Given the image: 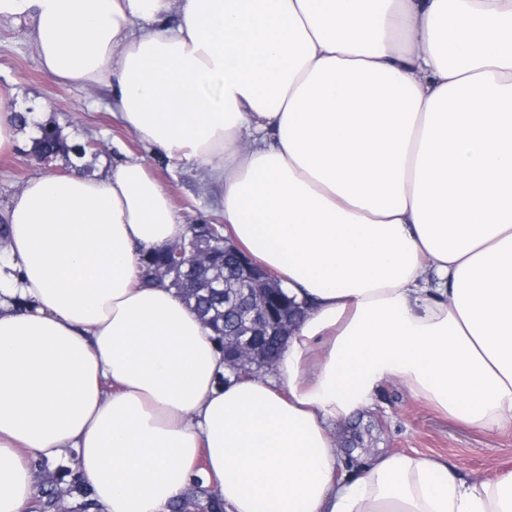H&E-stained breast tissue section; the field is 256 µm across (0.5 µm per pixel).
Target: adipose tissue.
<instances>
[{
	"mask_svg": "<svg viewBox=\"0 0 512 512\" xmlns=\"http://www.w3.org/2000/svg\"><path fill=\"white\" fill-rule=\"evenodd\" d=\"M50 79L106 90L205 171L224 235L305 318L272 379L219 383L212 331L143 252L187 233L127 158L38 173L0 253V512L38 462L97 512H170L196 473L226 512H512V470L462 479L336 431L398 379L512 431V0H0Z\"/></svg>",
	"mask_w": 512,
	"mask_h": 512,
	"instance_id": "adipose-tissue-1",
	"label": "adipose tissue"
}]
</instances>
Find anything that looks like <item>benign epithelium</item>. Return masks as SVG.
I'll return each mask as SVG.
<instances>
[{"mask_svg": "<svg viewBox=\"0 0 512 512\" xmlns=\"http://www.w3.org/2000/svg\"><path fill=\"white\" fill-rule=\"evenodd\" d=\"M187 246L188 251H177V261L151 270L153 282L172 286L184 271L214 266L217 250L210 236L193 233ZM238 265L239 277L234 290L225 289L224 277L217 270L204 283L203 292L224 293V310L235 315V328L224 333V366L236 367L239 360L248 358L267 372L273 369L281 346L304 317L305 309L290 304L278 313L271 312L267 301L280 288L277 277L245 255L239 258Z\"/></svg>", "mask_w": 512, "mask_h": 512, "instance_id": "obj_1", "label": "benign epithelium"}]
</instances>
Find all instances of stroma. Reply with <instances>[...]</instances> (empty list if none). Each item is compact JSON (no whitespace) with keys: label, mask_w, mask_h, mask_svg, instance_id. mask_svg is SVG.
<instances>
[{"label":"stroma","mask_w":512,"mask_h":512,"mask_svg":"<svg viewBox=\"0 0 512 512\" xmlns=\"http://www.w3.org/2000/svg\"><path fill=\"white\" fill-rule=\"evenodd\" d=\"M10 90L17 93L24 108L46 105L43 123L57 128L64 142L96 143V150L83 159L85 173H96L105 158L139 159L161 181L186 225L218 219L216 191L202 171L169 160L139 140L107 110L104 91L48 79L25 27L4 23L0 25V91ZM19 135V146L0 154L1 206L31 175L45 169L64 174L70 169L65 156L43 167L31 155L27 128H20ZM353 421V426H342L336 433L338 468L348 474L356 473L380 453L417 452L446 463L470 481L490 479L501 469H512V432L464 426L396 381L381 384L369 406Z\"/></svg>","instance_id":"1"}]
</instances>
